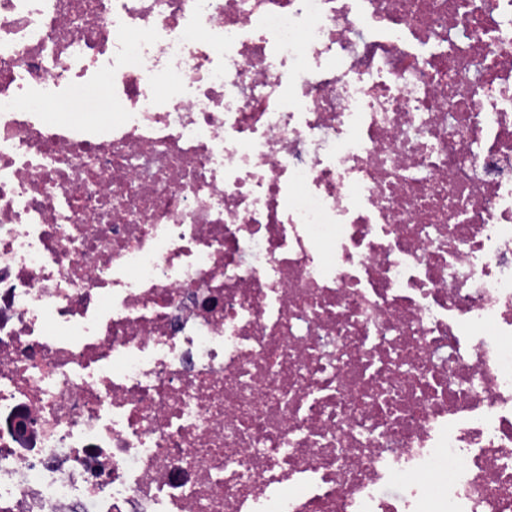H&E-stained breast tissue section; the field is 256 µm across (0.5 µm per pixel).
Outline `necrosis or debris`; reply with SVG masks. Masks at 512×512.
I'll list each match as a JSON object with an SVG mask.
<instances>
[{
  "instance_id": "obj_1",
  "label": "necrosis or debris",
  "mask_w": 512,
  "mask_h": 512,
  "mask_svg": "<svg viewBox=\"0 0 512 512\" xmlns=\"http://www.w3.org/2000/svg\"><path fill=\"white\" fill-rule=\"evenodd\" d=\"M0 512H512V0H0Z\"/></svg>"
}]
</instances>
